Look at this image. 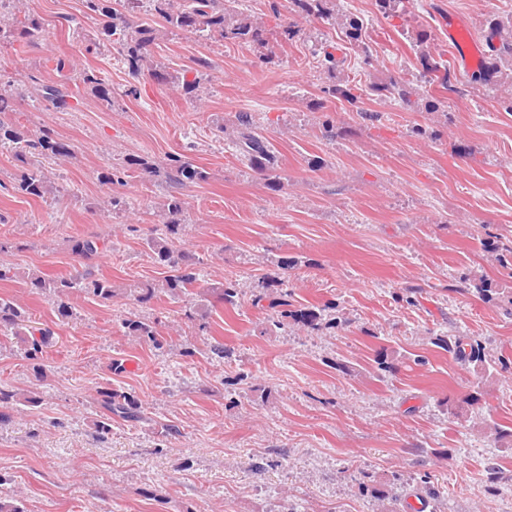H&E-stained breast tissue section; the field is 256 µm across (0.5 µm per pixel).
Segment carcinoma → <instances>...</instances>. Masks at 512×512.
<instances>
[{
    "label": "carcinoma",
    "mask_w": 512,
    "mask_h": 512,
    "mask_svg": "<svg viewBox=\"0 0 512 512\" xmlns=\"http://www.w3.org/2000/svg\"><path fill=\"white\" fill-rule=\"evenodd\" d=\"M149 2L153 14L162 18L175 31L189 32L247 46L260 52V58L268 62L274 51L270 41L279 46L286 44L301 33L297 23L290 22L275 34L270 33L263 23L226 5V0H189V3L175 6L176 0H84L85 8L105 18L100 35L101 40L113 45L120 55V61L128 73L136 78L148 75L159 84L170 82L169 74L154 65L151 59V46L156 40V31L148 26H131L130 17ZM288 12L305 21L321 20L339 23L345 36L346 44L359 52L364 61H369L370 45L366 26L362 18L354 15L336 14V0H286ZM44 37V24L40 19L26 14L23 18H0V45H12L16 42L34 44ZM485 53L477 70L471 74V81L492 85L502 79L512 80V18L504 21L492 18L487 21ZM413 44L418 78L413 80L404 76H390L383 82H373L361 87L348 78H336L339 60L332 51H324L321 67L333 78V82L323 88V93L346 101L358 109L362 115L376 119L378 115L360 107L363 97L395 99L406 108H411L424 101V107L430 112L438 111L444 105L440 98L423 100L421 84L437 83L443 91H456L451 82L448 61L442 54L431 50L428 35L418 32L410 37ZM76 80L91 88L98 98L108 104L112 103V88L93 68H84L76 74ZM34 90L37 95L56 110L65 112L69 109V99L74 97L73 89L65 84L42 83ZM14 111L13 97L0 92V147L12 151L15 159L28 168L18 178L17 189L24 195L42 198L48 192L46 177L37 165L40 159H66L72 154V146L49 134L30 138L22 132L16 123L6 117ZM239 126L232 139L236 150L247 160L251 169L267 176V186L272 190L281 187V176L276 174L277 158L269 142L256 133L251 115L243 112L238 115ZM166 179L178 185L197 184L206 180V171L181 154L168 156V166L156 170ZM165 233L147 240L146 245L159 265L169 268V275L159 283L138 282L127 288L129 295L141 304H147L160 294L172 299H186L194 295V287L200 281L198 265L192 256L177 249L181 239L182 223L180 215L183 201L176 196H169L162 205ZM103 244L94 235L76 240L75 251L86 259L97 256ZM26 284L31 292L54 299L57 313L62 318L76 315V308L70 302L72 295L82 293L101 301L111 300L116 293L112 281L92 273L82 278L49 276L29 272ZM257 286L263 293L256 296L255 302H267L271 311V325L278 328L285 320L311 330L319 331L326 325L325 313L336 307L334 302L321 306L292 307V293L288 289V280L283 276L264 274L257 278ZM210 294L223 304L233 305L238 297L237 283L227 280L210 287ZM209 306L200 304L192 307L186 317L198 322L201 330L210 329L208 321ZM27 310L14 299L0 297V335L18 338L24 344V358L31 362L36 377H44V349L50 343V330L29 325ZM125 335L139 341H149L155 346L161 345L159 332L154 323L145 318H126L122 321ZM437 344L459 364L470 366L484 375H491L496 366L506 367L507 360L496 358L486 351V346L476 338L450 334L437 338ZM42 403L36 392L20 393L9 387L0 386V406L23 405L36 408ZM97 403L101 409L96 428L102 434L112 430V418L124 421H142L144 415L138 398L127 391L103 386L97 391Z\"/></svg>",
    "instance_id": "cac0c4a2"
}]
</instances>
